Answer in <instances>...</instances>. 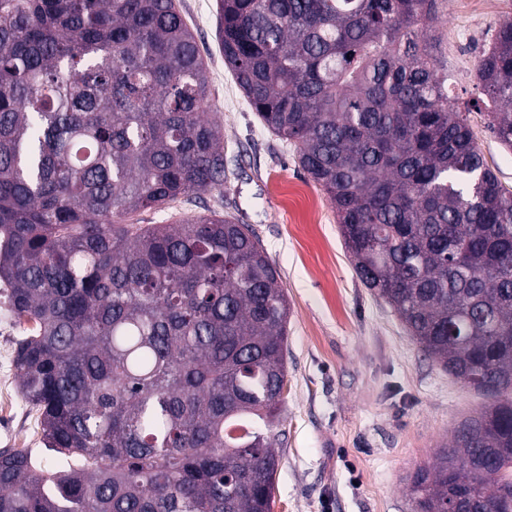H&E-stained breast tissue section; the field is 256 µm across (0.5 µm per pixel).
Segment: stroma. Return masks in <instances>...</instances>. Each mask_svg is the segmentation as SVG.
Masks as SVG:
<instances>
[{
	"label": "stroma",
	"instance_id": "obj_1",
	"mask_svg": "<svg viewBox=\"0 0 512 512\" xmlns=\"http://www.w3.org/2000/svg\"><path fill=\"white\" fill-rule=\"evenodd\" d=\"M209 64L211 118L224 129V190L139 214L166 224L217 209L248 225L277 269L291 307L288 390L272 435L282 450L273 512H413L408 477L435 461L458 424L487 403L416 344L393 309L366 288L325 192L301 169L293 146L269 132L224 65L216 0H181ZM437 33L459 107L469 103L477 68L512 0H440ZM487 165L512 189V151L469 111ZM20 337L0 291V378L14 399L0 419V448L39 452L60 465L23 399L13 365Z\"/></svg>",
	"mask_w": 512,
	"mask_h": 512
}]
</instances>
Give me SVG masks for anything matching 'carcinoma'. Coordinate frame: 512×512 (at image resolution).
<instances>
[{
	"mask_svg": "<svg viewBox=\"0 0 512 512\" xmlns=\"http://www.w3.org/2000/svg\"><path fill=\"white\" fill-rule=\"evenodd\" d=\"M224 66L327 194L363 283L491 399L410 478L512 512V191L436 55L437 0H217ZM512 150V20L482 53ZM178 0H0V288L19 390L68 468L0 448V512H272L290 306L218 210L224 132Z\"/></svg>",
	"mask_w": 512,
	"mask_h": 512,
	"instance_id": "1",
	"label": "carcinoma"
}]
</instances>
